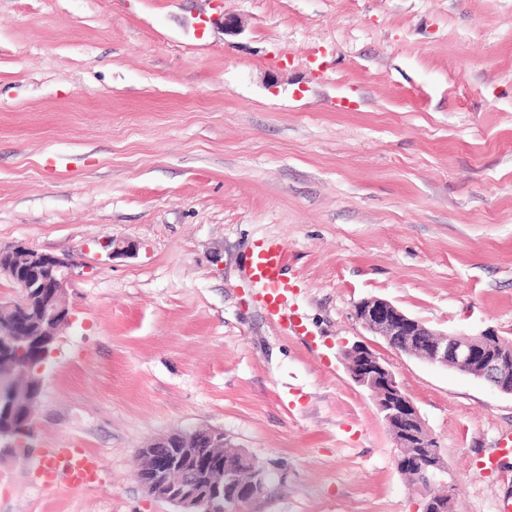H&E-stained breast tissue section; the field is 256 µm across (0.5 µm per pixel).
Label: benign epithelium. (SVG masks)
Returning a JSON list of instances; mask_svg holds the SVG:
<instances>
[{"instance_id":"7a95c632","label":"benign epithelium","mask_w":512,"mask_h":512,"mask_svg":"<svg viewBox=\"0 0 512 512\" xmlns=\"http://www.w3.org/2000/svg\"><path fill=\"white\" fill-rule=\"evenodd\" d=\"M76 262L38 252L26 246L0 247V278L8 280L19 296L38 295L44 303L42 317L45 335H56L61 319L71 320L67 302L68 286ZM354 319L371 335L392 350L420 358L431 364L454 367L481 380L495 379L493 386L512 395V387L502 375L504 355L488 352L486 335L448 334L427 327L390 301L369 298L358 302ZM0 335L10 337V346L23 352L27 345L25 331L16 326L0 327ZM347 370L352 380L366 389L383 415L396 447L405 449L402 468L416 474L426 488L436 484L445 471L434 438L417 408L398 382L391 365L366 345L355 343L345 350ZM34 429L0 430V446L26 447ZM150 448H179L175 458L152 456L151 466L139 476L140 484L151 496L182 507L181 512H246V506L268 489L269 471L253 473L245 486L239 474L249 456H226L216 478L205 486L201 472L207 461L197 455L198 448H225L224 432L212 429L180 430L153 438Z\"/></svg>"}]
</instances>
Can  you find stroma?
<instances>
[{"mask_svg":"<svg viewBox=\"0 0 512 512\" xmlns=\"http://www.w3.org/2000/svg\"><path fill=\"white\" fill-rule=\"evenodd\" d=\"M267 237L304 334L253 294ZM19 244L77 268L0 512H177L139 452L194 428L274 472L247 512H422L346 370L356 342L392 366L458 512L512 501V395L352 316L377 297L512 341V0H0V246ZM73 445L96 485L38 486L43 448Z\"/></svg>","mask_w":512,"mask_h":512,"instance_id":"1","label":"stroma"}]
</instances>
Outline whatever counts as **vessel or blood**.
Wrapping results in <instances>:
<instances>
[{"instance_id": "vessel-or-blood-1", "label": "vessel or blood", "mask_w": 512, "mask_h": 512, "mask_svg": "<svg viewBox=\"0 0 512 512\" xmlns=\"http://www.w3.org/2000/svg\"><path fill=\"white\" fill-rule=\"evenodd\" d=\"M287 267L288 248L282 240L266 238L256 244L250 274L254 294L271 319L292 332L296 326L287 307L291 292ZM99 471L98 457L87 449L77 446L48 448L37 467V481L47 489L61 482L75 488L89 487L97 482Z\"/></svg>"}]
</instances>
